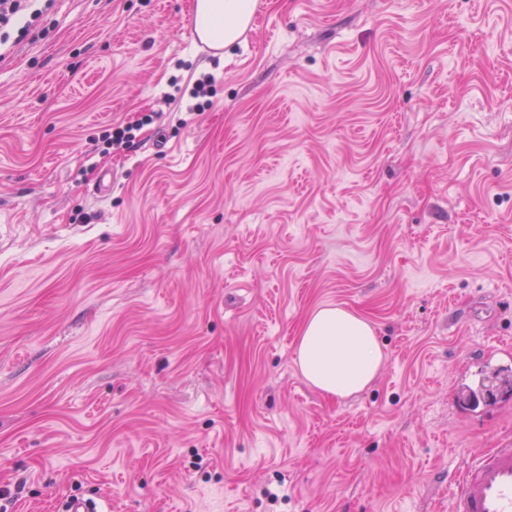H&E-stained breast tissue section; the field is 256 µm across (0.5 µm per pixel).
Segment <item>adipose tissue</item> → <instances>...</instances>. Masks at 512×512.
<instances>
[{
  "label": "adipose tissue",
  "instance_id": "adipose-tissue-1",
  "mask_svg": "<svg viewBox=\"0 0 512 512\" xmlns=\"http://www.w3.org/2000/svg\"><path fill=\"white\" fill-rule=\"evenodd\" d=\"M257 0H196V31L216 48L234 45L249 27ZM383 352L366 318L338 305L314 309L297 339L296 363L305 382L316 391L349 397L377 377Z\"/></svg>",
  "mask_w": 512,
  "mask_h": 512
}]
</instances>
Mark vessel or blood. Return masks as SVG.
<instances>
[{
    "label": "vessel or blood",
    "mask_w": 512,
    "mask_h": 512,
    "mask_svg": "<svg viewBox=\"0 0 512 512\" xmlns=\"http://www.w3.org/2000/svg\"><path fill=\"white\" fill-rule=\"evenodd\" d=\"M449 482L450 512H512V445L485 450Z\"/></svg>",
    "instance_id": "obj_1"
}]
</instances>
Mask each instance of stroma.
Wrapping results in <instances>:
<instances>
[{"instance_id": "35a3bbf8", "label": "stroma", "mask_w": 512, "mask_h": 512, "mask_svg": "<svg viewBox=\"0 0 512 512\" xmlns=\"http://www.w3.org/2000/svg\"><path fill=\"white\" fill-rule=\"evenodd\" d=\"M193 2L54 0L0 61V512H448L512 440L459 395L512 367V0H258L227 54ZM323 304L384 353L347 398ZM382 362L370 321L338 305L314 309L297 339L299 372L324 395L345 398L363 391L377 377Z\"/></svg>"}]
</instances>
